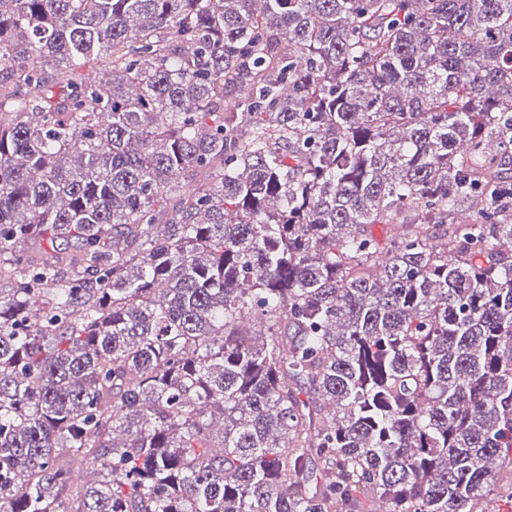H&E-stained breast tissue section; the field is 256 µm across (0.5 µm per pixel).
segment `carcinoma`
<instances>
[{"label": "carcinoma", "instance_id": "obj_1", "mask_svg": "<svg viewBox=\"0 0 512 512\" xmlns=\"http://www.w3.org/2000/svg\"><path fill=\"white\" fill-rule=\"evenodd\" d=\"M511 164L512 0H0V512H488Z\"/></svg>", "mask_w": 512, "mask_h": 512}]
</instances>
